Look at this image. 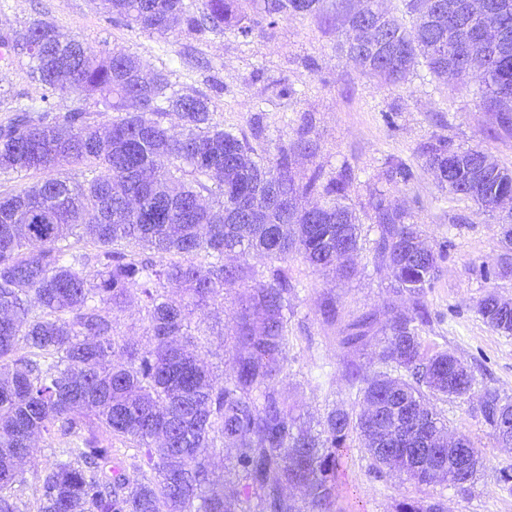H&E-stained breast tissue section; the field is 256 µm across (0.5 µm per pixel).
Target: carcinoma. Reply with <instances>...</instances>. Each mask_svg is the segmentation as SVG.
Instances as JSON below:
<instances>
[{"label":"carcinoma","mask_w":512,"mask_h":512,"mask_svg":"<svg viewBox=\"0 0 512 512\" xmlns=\"http://www.w3.org/2000/svg\"><path fill=\"white\" fill-rule=\"evenodd\" d=\"M321 0H263L270 23L282 14L318 16ZM410 23L374 8V0H332L339 48L365 75L397 85L417 66L438 80L480 73L481 104L512 128V0H403ZM109 18L127 27L166 33L232 25V0H102ZM47 45L28 54V76L51 93L93 96L115 112L100 131L93 113L74 107L54 113L42 104L15 102L0 126V175L43 173L18 191L0 192V512H28L25 477L16 464L30 457L35 434L67 439L62 458L33 466L37 512H336L339 468L357 438L376 469L398 462L406 479L449 484L461 469L448 449L447 423L435 401L467 394L471 372L450 351L425 353L413 326L425 320L395 312L385 322L379 371L370 379L351 372L369 413L335 406L320 430L295 416L273 382L288 350V317L296 284L290 255L316 269L353 271L359 249L358 217L345 204L349 171L323 185L313 172L304 184L291 174V155L264 162L247 138L213 121L208 98L171 89L168 75L141 80L134 56L90 53L45 20L33 21L11 50ZM180 116L184 133L169 134L166 118ZM424 166L448 194L487 212L512 201V171L478 148L448 139L423 146ZM78 168L52 176L60 161ZM276 179L280 195L251 222L231 213L263 191L260 176ZM322 191L324 203L301 205ZM380 227L374 262L388 268L397 288L419 295L439 273L438 254L425 248L405 211L378 199ZM90 244L73 252L71 240ZM151 255H144V251ZM255 256L260 273L231 261ZM203 261L196 262L197 258ZM92 272H87V269ZM244 283L233 327L234 375H212L192 333L194 314H206L226 287ZM185 287L175 302L165 285ZM139 295L148 320V344L115 332L114 313ZM477 312L494 330L512 332V307ZM376 316L352 321L342 338L363 346ZM480 412L498 434L503 410L487 391ZM141 454L129 471L116 463L112 439ZM234 449L236 480L210 468L199 449ZM454 447L470 475L483 466L481 451L459 435ZM302 490L303 499L287 488Z\"/></svg>","instance_id":"cac0c4a2"}]
</instances>
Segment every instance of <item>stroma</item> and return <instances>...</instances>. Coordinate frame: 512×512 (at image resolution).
<instances>
[{
  "label": "stroma",
  "mask_w": 512,
  "mask_h": 512,
  "mask_svg": "<svg viewBox=\"0 0 512 512\" xmlns=\"http://www.w3.org/2000/svg\"><path fill=\"white\" fill-rule=\"evenodd\" d=\"M239 16L253 29L249 38L230 30L195 35L181 28L166 34L130 28L112 23L101 0H0V36L20 38L33 20L45 19L94 54L135 55L146 74L167 73L175 88L206 95L214 120L232 133L251 135L253 146L271 162L297 141L302 124H310V149L292 155L295 180L305 182L317 168L327 179L345 168L352 171L347 203L359 219V251L353 272L344 278L313 269L301 255L290 256L288 269L299 294L275 389L294 413L311 422L334 403L360 414L362 402L349 372L374 375L383 333L374 330L365 346L350 350L341 343L347 325L365 314L409 313L419 301L429 313L418 327L425 351H451L475 378L470 394L437 401L436 407L449 434L466 435L484 457L483 469L461 492L449 485H418L390 471L375 473L368 453L352 441L340 468L339 512H395L403 500H438L445 512H512V491L499 481L501 470H512V447L496 443L480 412L485 390L512 401V335L493 330L476 311L490 293L512 303V251L502 246L496 216L442 190L419 154L423 144L445 137L457 147L481 148L512 170V129L482 111L478 74L442 83L421 66L403 84L386 86L338 51L334 27L318 18L282 15L271 24L260 0H244ZM28 66L24 54L8 65L0 62V89L6 93L0 99V125L12 116L13 97L37 100L44 94L28 78ZM280 82L291 85L294 96H277ZM394 163L409 166L413 179L391 180ZM379 196L407 210L426 246L447 251L421 299L397 292L390 270L373 263L379 229L370 219V203ZM242 290L239 284L226 288L223 301L200 324L204 353L223 375L232 371L226 340ZM328 300L336 303L332 319L321 312Z\"/></svg>",
  "instance_id": "35a3bbf8"
}]
</instances>
